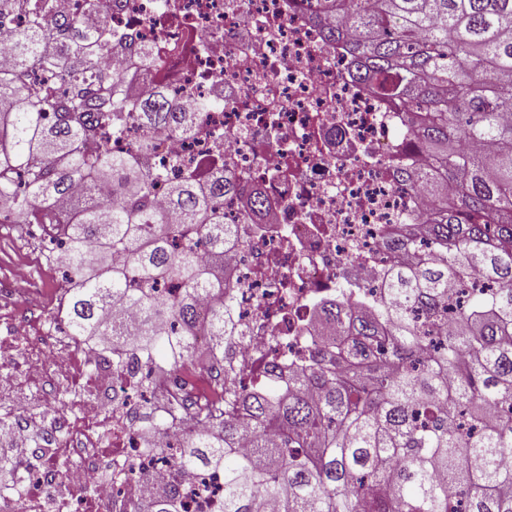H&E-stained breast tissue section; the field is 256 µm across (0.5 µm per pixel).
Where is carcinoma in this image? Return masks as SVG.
Here are the masks:
<instances>
[{
    "label": "carcinoma",
    "instance_id": "obj_1",
    "mask_svg": "<svg viewBox=\"0 0 512 512\" xmlns=\"http://www.w3.org/2000/svg\"><path fill=\"white\" fill-rule=\"evenodd\" d=\"M46 2L0 0V35L12 43L11 73L0 74V210L28 219L85 177L110 186L117 206L95 203L66 223L67 333L174 370L172 349L190 359L201 325L225 335L216 268L232 228L222 209L241 189L222 169L203 183L145 169L146 139L129 155L88 151L104 129L121 135L130 112L174 133L194 116L163 93L149 105L120 97L123 77L102 62L112 34L57 20ZM318 3L335 16L325 40L348 41L354 77L412 114L429 148V171L398 170L428 191L429 248L387 270L395 301L379 316L342 321L323 309L348 339L323 338L292 384L230 395L245 425L181 428L174 405L151 418L144 433L165 443L150 452L173 475L140 512H184L179 483L200 468L224 472L223 512H512V0ZM19 8L26 25L14 28ZM159 184L181 223H163ZM475 278L494 288L454 306L449 286ZM132 306L133 321L112 318ZM20 470L0 450V477L19 496Z\"/></svg>",
    "mask_w": 512,
    "mask_h": 512
}]
</instances>
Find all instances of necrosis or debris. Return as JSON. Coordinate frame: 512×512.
<instances>
[{
	"label": "necrosis or debris",
	"instance_id": "necrosis-or-debris-1",
	"mask_svg": "<svg viewBox=\"0 0 512 512\" xmlns=\"http://www.w3.org/2000/svg\"><path fill=\"white\" fill-rule=\"evenodd\" d=\"M100 19L112 32L126 95L144 101L165 90L195 120L191 131L174 134L131 118L124 134H103L93 151L125 155L147 135L150 164L168 177L221 168L261 193L263 206L253 214L237 198L224 202V221L235 232L224 244L232 302L223 360L210 357L215 339L204 332L197 346L207 356L186 365L182 378L142 365L93 376L90 388L106 385L112 398L93 394L64 423L54 446L69 459L65 476L30 467L38 491L26 498L25 512H46L50 499L59 512H88L86 500L70 492L80 482L96 485L98 512H135L171 477L168 464L146 453L154 438L134 426L142 379L150 380L157 407L182 404L185 426L208 427L203 414L220 398L216 376L238 393L265 392L305 367L327 330L322 308L350 315L386 304L383 274L399 261L388 241L430 217L424 196L396 175L426 166L407 112L353 78L345 47L325 44L314 0H111ZM9 282L23 311L0 326V359L17 368L0 376L10 413L0 445L28 447L39 401L71 388L103 350L60 335L65 301H47L28 261L12 266ZM132 460L147 477L109 479L114 464ZM182 493L187 512H222L224 474L196 471Z\"/></svg>",
	"mask_w": 512,
	"mask_h": 512
}]
</instances>
